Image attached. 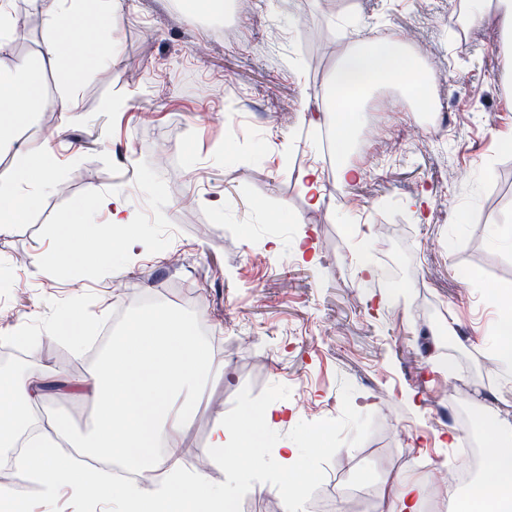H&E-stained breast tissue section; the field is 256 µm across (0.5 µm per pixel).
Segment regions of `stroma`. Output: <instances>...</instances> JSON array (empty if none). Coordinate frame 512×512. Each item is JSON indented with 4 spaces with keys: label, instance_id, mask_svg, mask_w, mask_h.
Wrapping results in <instances>:
<instances>
[{
    "label": "stroma",
    "instance_id": "obj_1",
    "mask_svg": "<svg viewBox=\"0 0 512 512\" xmlns=\"http://www.w3.org/2000/svg\"><path fill=\"white\" fill-rule=\"evenodd\" d=\"M472 0H245L227 15L237 35L212 31L183 0H120L111 70L74 61L79 109L42 110L35 137L60 160L59 187L26 222L0 234V370L90 374L97 354L75 358L55 335L60 311L85 324L111 321L131 293L156 296L204 327L215 368L183 437L178 466L194 471L217 418L248 404L288 403L274 442L300 448L311 479L294 512H348L357 495L388 504L386 479L429 476L451 426L497 411L512 421V374L489 347L500 318L497 289L512 288V94L504 36L472 17ZM57 0H13L0 70L38 55ZM392 34L419 63L447 128L431 132L417 100L376 90L352 130L364 148L344 183L326 167L322 135L335 112L326 96L338 60ZM206 45L197 54V45ZM167 74L157 84L154 72ZM223 76V97L210 96ZM277 88L270 96L269 88ZM326 187L312 205L309 167ZM126 204L140 243L110 270L80 260L42 266L61 247L55 227L100 193ZM306 237L316 263L298 259ZM391 266L392 287L358 274L366 247ZM221 276H214V269ZM439 339L440 352L430 348ZM256 475L236 483L211 461V484H236L234 512H285L283 476L268 449ZM0 487L28 512H100L99 496L59 488L46 498L18 476Z\"/></svg>",
    "mask_w": 512,
    "mask_h": 512
}]
</instances>
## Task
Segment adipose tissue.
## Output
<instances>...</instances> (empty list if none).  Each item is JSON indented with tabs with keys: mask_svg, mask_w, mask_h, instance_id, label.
Instances as JSON below:
<instances>
[{
	"mask_svg": "<svg viewBox=\"0 0 512 512\" xmlns=\"http://www.w3.org/2000/svg\"><path fill=\"white\" fill-rule=\"evenodd\" d=\"M83 24L95 32L85 44L83 56L97 57L102 66L111 67L117 32L115 8L91 17L86 0H60L59 10L46 19L41 56L19 59L13 70L0 72V101L14 106L13 112L0 116V151L12 144L11 138L2 136V129L29 123L35 112L48 106L61 112L77 110L73 90L49 100L41 96L39 86L43 57L65 56L66 43ZM417 77L416 62L393 36H380L368 47L350 49L341 58L331 84L334 108L342 117L337 138V153L342 158L340 179L355 175L346 155L359 96L386 83L405 84ZM57 185V163L49 141L15 151L9 176L0 179V233L23 222L37 207L42 192ZM98 210L110 213V224H93L91 215ZM58 231L65 244L53 259L58 265L74 257L108 262L114 246L130 251L138 243L125 203L107 194L97 196L91 205L77 206L63 218ZM208 369L193 323L164 307L141 312L124 333L113 337L95 373L60 382L70 397L96 406L88 435L71 433L60 418L36 419L35 409L50 402L53 394L35 382L32 373L0 375V448H14L28 429L38 427L39 453L17 456L14 464L21 480L38 484L48 496L63 486L77 496L103 491L97 470L62 464L56 442L61 436L83 453L117 460L131 469L167 474V482L159 487L134 484L113 488L115 512H141L145 505L150 512H223V488L211 486L204 473L183 475L176 469L189 423L187 403ZM484 419L491 448L488 477L456 506L461 512H476L486 505L497 512H512V498L507 495L512 489V423L493 412L485 413Z\"/></svg>",
	"mask_w": 512,
	"mask_h": 512,
	"instance_id": "ef3b65f1",
	"label": "adipose tissue"
}]
</instances>
